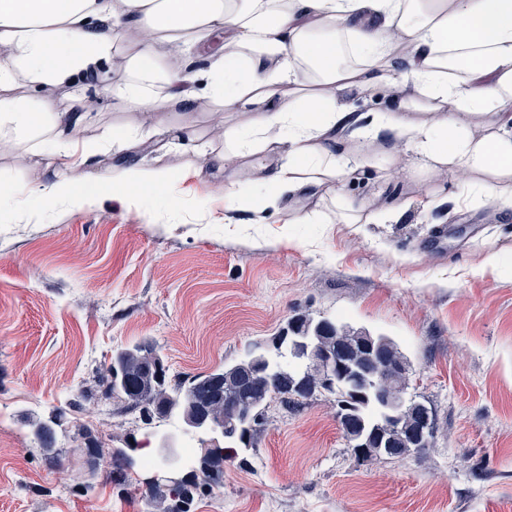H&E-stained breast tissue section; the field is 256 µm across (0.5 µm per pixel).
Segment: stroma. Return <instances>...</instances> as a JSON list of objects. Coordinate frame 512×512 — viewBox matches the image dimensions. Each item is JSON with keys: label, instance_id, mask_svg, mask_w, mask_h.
<instances>
[{"label": "stroma", "instance_id": "1", "mask_svg": "<svg viewBox=\"0 0 512 512\" xmlns=\"http://www.w3.org/2000/svg\"><path fill=\"white\" fill-rule=\"evenodd\" d=\"M115 73L103 64L92 78L85 137L149 128L104 94ZM120 161L168 171L182 212L155 196L138 208L104 200L41 211L30 191L50 184L51 170L40 157L0 151V180L21 185L0 201V512H148L132 489L89 476L78 428H91L104 451L133 437L152 455L178 432L176 418L147 429L97 399L58 433L56 463L29 418L93 386L118 346L151 343L169 378L190 377L243 358L296 314L395 341L411 362L408 397L435 415L429 448L361 464L334 398L295 411L274 401L247 465L225 461L222 487L191 512H512V276L473 274L491 251L512 264V223L449 213L444 178L440 206H424L407 151L392 180L358 171L345 183L355 201L406 208L399 223L360 227L283 224L265 213L238 225L224 187L253 192L250 175L208 162L184 178L195 158L180 151L105 150L83 175Z\"/></svg>", "mask_w": 512, "mask_h": 512}]
</instances>
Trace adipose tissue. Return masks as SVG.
Returning <instances> with one entry per match:
<instances>
[{
    "mask_svg": "<svg viewBox=\"0 0 512 512\" xmlns=\"http://www.w3.org/2000/svg\"><path fill=\"white\" fill-rule=\"evenodd\" d=\"M133 29L145 36L130 44ZM217 33L222 50L202 67L173 66L170 51ZM117 56L114 101L178 115L152 126L161 145L217 162L264 156L250 168L258 194L227 185L225 209L284 211L292 224L399 220L343 186L359 169L398 175L402 147L428 176L463 179L453 210L512 218V0H0V132L52 168L40 206L106 196L130 207L156 193L179 208L160 168L116 165L87 192L73 176L99 150L79 138L88 115L76 78ZM45 87L66 88L73 111ZM370 89L384 90L381 106L350 110L346 96ZM204 104L224 121L222 151L193 136Z\"/></svg>",
    "mask_w": 512,
    "mask_h": 512,
    "instance_id": "adipose-tissue-1",
    "label": "adipose tissue"
}]
</instances>
